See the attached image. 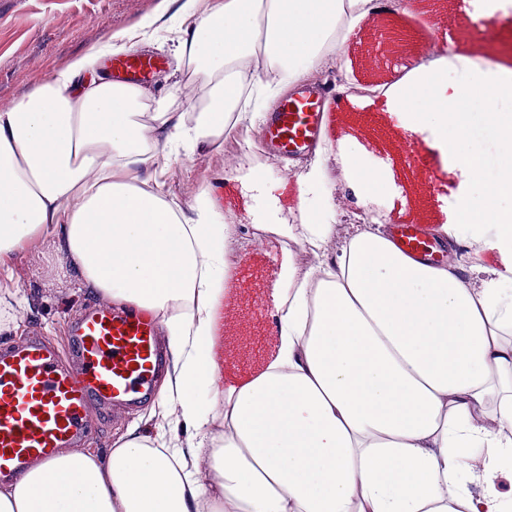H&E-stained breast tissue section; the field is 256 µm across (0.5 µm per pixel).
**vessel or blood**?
<instances>
[{"mask_svg":"<svg viewBox=\"0 0 512 512\" xmlns=\"http://www.w3.org/2000/svg\"><path fill=\"white\" fill-rule=\"evenodd\" d=\"M159 65L133 51L116 60L118 79L141 82ZM333 115L325 97L298 87L269 112L259 139L279 153L304 155ZM404 251L441 263L445 249L428 237L419 219L395 225ZM67 354L39 337L0 346V479L19 477L30 464L61 448H75L93 431L95 412L132 405L146 395L163 355L151 319L133 310L97 308L77 318Z\"/></svg>","mask_w":512,"mask_h":512,"instance_id":"obj_1","label":"vessel or blood"}]
</instances>
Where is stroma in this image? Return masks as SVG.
Masks as SVG:
<instances>
[{
    "mask_svg": "<svg viewBox=\"0 0 512 512\" xmlns=\"http://www.w3.org/2000/svg\"><path fill=\"white\" fill-rule=\"evenodd\" d=\"M182 0H0V110L91 50L110 65L112 46L139 50L159 59L146 84L150 100L163 97L171 109L185 112V93L174 83L178 60L174 48L182 35ZM380 14L395 20L411 38L408 51L384 52L366 28L352 24L342 49L311 70L309 83L328 89L335 102L331 134L297 166L262 151L259 122L243 121L211 151L182 150L166 162L163 191L183 206L192 205L200 189L210 191L215 211L231 226L230 281L234 306L224 312L221 349L226 359L224 384L246 380L276 351V300L273 285L285 279L290 265L317 263L307 247L287 246L282 238L261 235L263 224H299L308 209L322 211L336 230L327 244L337 253L347 232L361 224L390 226L412 217L423 224H451L462 199L480 187L465 169L443 158L432 129L416 126L396 104L401 82L436 57L424 53V42L444 56L459 55L480 69L512 66V9L485 16L479 0H443L440 10L414 7L397 10L396 0H374ZM246 150L254 168H230L228 156ZM358 159L386 178L384 192L362 198L346 175ZM58 258L41 245L14 268L13 288L26 299L18 338L44 336L67 352L72 321L98 302L75 277L58 273ZM144 406L106 414L87 447L104 454L128 429H151Z\"/></svg>",
    "mask_w": 512,
    "mask_h": 512,
    "instance_id": "1",
    "label": "stroma"
}]
</instances>
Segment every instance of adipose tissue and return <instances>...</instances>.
Instances as JSON below:
<instances>
[{
  "label": "adipose tissue",
  "mask_w": 512,
  "mask_h": 512,
  "mask_svg": "<svg viewBox=\"0 0 512 512\" xmlns=\"http://www.w3.org/2000/svg\"><path fill=\"white\" fill-rule=\"evenodd\" d=\"M372 10L184 0L177 56L205 89L195 111L163 99L142 111L140 85L94 74L95 50L0 111V334L24 307L14 262L48 243L95 298L150 315L173 367L155 400L168 427L130 430L105 456L60 449L0 488V512H512L497 484L512 474V113L497 109L511 67L451 83L443 58L399 93L481 184L456 228L432 235L454 245L468 232L500 266L476 286L369 228L332 256V225L306 211L297 234L319 262L276 283V353L241 384L219 385L230 227L209 191L186 209L161 189L160 157L220 145L245 116V91L269 104L341 49L348 18ZM259 58L279 71L275 86L252 70ZM477 101L503 142L489 183L463 149ZM203 388L224 391L222 431Z\"/></svg>",
  "instance_id": "1"
}]
</instances>
